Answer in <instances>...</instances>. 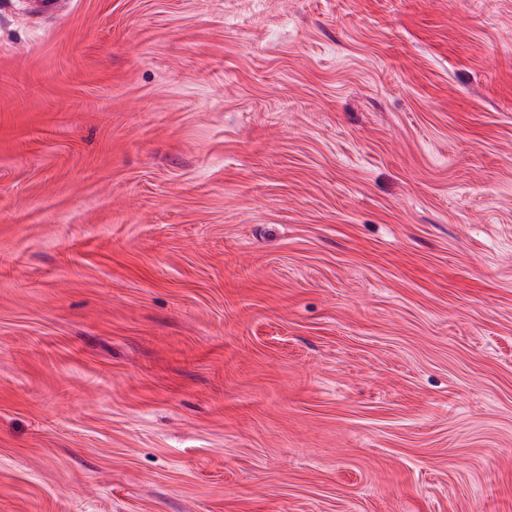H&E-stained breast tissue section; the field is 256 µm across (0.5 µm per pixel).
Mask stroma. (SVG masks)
I'll use <instances>...</instances> for the list:
<instances>
[{
    "mask_svg": "<svg viewBox=\"0 0 512 512\" xmlns=\"http://www.w3.org/2000/svg\"><path fill=\"white\" fill-rule=\"evenodd\" d=\"M0 0V512H512V0Z\"/></svg>",
    "mask_w": 512,
    "mask_h": 512,
    "instance_id": "stroma-1",
    "label": "stroma"
}]
</instances>
